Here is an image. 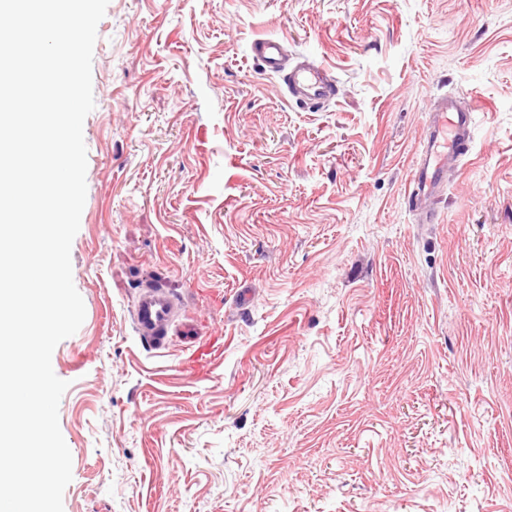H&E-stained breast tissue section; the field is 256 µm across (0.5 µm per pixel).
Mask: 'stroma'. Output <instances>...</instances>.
I'll return each instance as SVG.
<instances>
[{"instance_id": "obj_1", "label": "stroma", "mask_w": 512, "mask_h": 512, "mask_svg": "<svg viewBox=\"0 0 512 512\" xmlns=\"http://www.w3.org/2000/svg\"><path fill=\"white\" fill-rule=\"evenodd\" d=\"M92 85L64 512H512V0H109ZM460 94L471 149L412 210ZM147 284L183 305L159 349ZM255 52L265 70L277 73L286 71L288 61L281 42L273 39L260 40L255 46ZM286 90L296 101L318 105L328 101L334 91V82L319 64L300 62L283 75ZM432 112L423 138L422 158L408 191L409 206L428 212L448 182V168H457L469 150L474 109L444 98ZM179 312L178 299L166 290L145 285L132 315L135 333L156 348L165 346L171 324Z\"/></svg>"}]
</instances>
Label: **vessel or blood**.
I'll return each instance as SVG.
<instances>
[{
  "mask_svg": "<svg viewBox=\"0 0 512 512\" xmlns=\"http://www.w3.org/2000/svg\"><path fill=\"white\" fill-rule=\"evenodd\" d=\"M255 52L265 70L282 74L287 92L296 101L317 105L331 98L334 82L321 65L309 61L289 65L281 42L273 39L260 40ZM472 123V109L460 107L456 100L445 98L434 107L408 191L410 207L432 210L448 181L449 169L457 167L469 149ZM178 312V300L172 294L143 286L132 315L133 329L142 340L163 347Z\"/></svg>",
  "mask_w": 512,
  "mask_h": 512,
  "instance_id": "1",
  "label": "vessel or blood"
}]
</instances>
